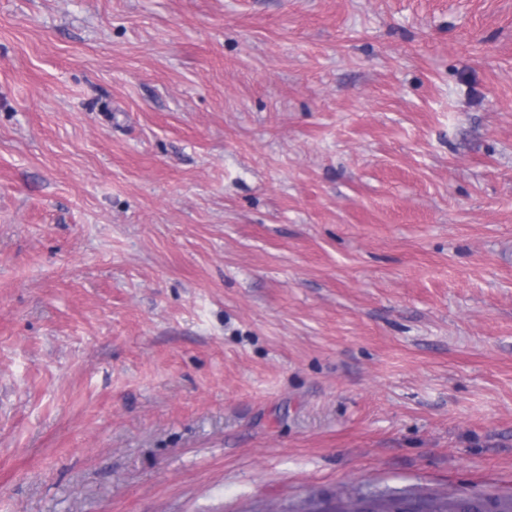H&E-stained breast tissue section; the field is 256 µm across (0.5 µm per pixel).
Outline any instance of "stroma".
Here are the masks:
<instances>
[{
    "label": "stroma",
    "instance_id": "35a3bbf8",
    "mask_svg": "<svg viewBox=\"0 0 512 512\" xmlns=\"http://www.w3.org/2000/svg\"><path fill=\"white\" fill-rule=\"evenodd\" d=\"M512 496V0H0V512Z\"/></svg>",
    "mask_w": 512,
    "mask_h": 512
}]
</instances>
